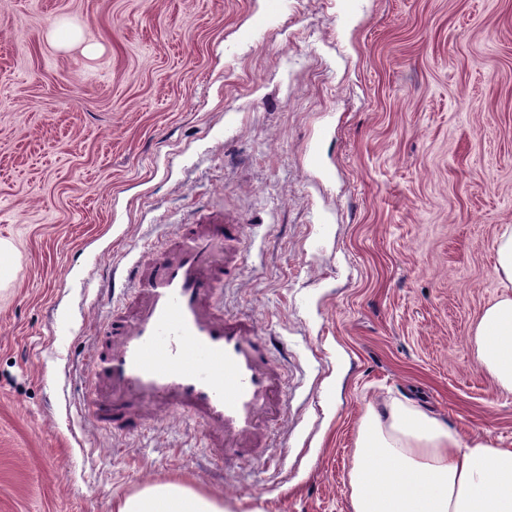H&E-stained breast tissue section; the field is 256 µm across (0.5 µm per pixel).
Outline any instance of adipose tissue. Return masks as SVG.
<instances>
[{"label": "adipose tissue", "mask_w": 512, "mask_h": 512, "mask_svg": "<svg viewBox=\"0 0 512 512\" xmlns=\"http://www.w3.org/2000/svg\"><path fill=\"white\" fill-rule=\"evenodd\" d=\"M496 271L503 294L479 317L477 359L512 392V226L500 234ZM353 512H512V448L464 441L412 401L369 408L350 472ZM114 512H224L222 499L178 482L147 485Z\"/></svg>", "instance_id": "1"}]
</instances>
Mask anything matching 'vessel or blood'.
I'll return each instance as SVG.
<instances>
[{
    "label": "vessel or blood",
    "instance_id": "b4317fda",
    "mask_svg": "<svg viewBox=\"0 0 512 512\" xmlns=\"http://www.w3.org/2000/svg\"><path fill=\"white\" fill-rule=\"evenodd\" d=\"M243 231L206 216L170 252L128 267L133 308L103 322L109 344L91 363L96 387L84 407L93 420L130 435L141 431L144 411L172 409L200 420L216 459L266 446L282 406L272 341L254 319L226 314L216 296L239 271L218 248Z\"/></svg>",
    "mask_w": 512,
    "mask_h": 512
}]
</instances>
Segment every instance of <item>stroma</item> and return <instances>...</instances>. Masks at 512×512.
<instances>
[{
  "mask_svg": "<svg viewBox=\"0 0 512 512\" xmlns=\"http://www.w3.org/2000/svg\"><path fill=\"white\" fill-rule=\"evenodd\" d=\"M246 225L225 312L272 337L286 454L83 408L112 276ZM512 225V0H0V512H113L180 481L224 512H353L368 407L512 448L474 326Z\"/></svg>",
  "mask_w": 512,
  "mask_h": 512,
  "instance_id": "stroma-1",
  "label": "stroma"
}]
</instances>
